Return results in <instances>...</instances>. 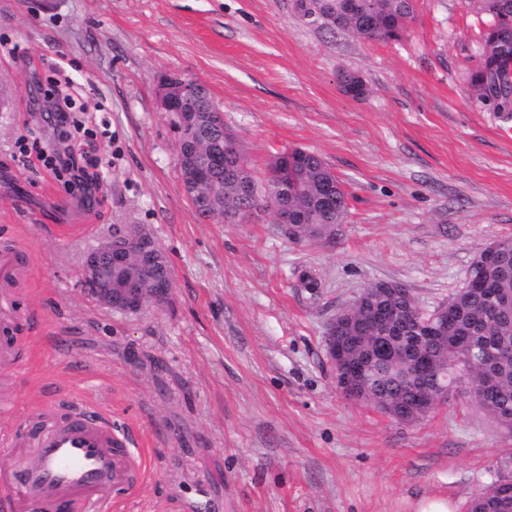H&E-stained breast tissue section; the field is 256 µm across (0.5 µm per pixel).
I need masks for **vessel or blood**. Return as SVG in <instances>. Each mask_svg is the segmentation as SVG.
Wrapping results in <instances>:
<instances>
[{
  "instance_id": "1",
  "label": "vessel or blood",
  "mask_w": 512,
  "mask_h": 512,
  "mask_svg": "<svg viewBox=\"0 0 512 512\" xmlns=\"http://www.w3.org/2000/svg\"><path fill=\"white\" fill-rule=\"evenodd\" d=\"M20 273L17 252L0 250V364L19 371L10 342L17 323L11 287ZM36 453L19 472L0 471V512H112L107 491L129 481L131 440L96 412L64 416L48 427H25Z\"/></svg>"
}]
</instances>
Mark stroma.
<instances>
[{
  "mask_svg": "<svg viewBox=\"0 0 512 512\" xmlns=\"http://www.w3.org/2000/svg\"><path fill=\"white\" fill-rule=\"evenodd\" d=\"M485 23L473 0H416L400 39L369 42L296 0H0V247L29 254L13 284L26 367L0 368V433L66 405L110 413L144 471L113 488L115 512H466L512 476V436L469 398L397 421L338 390L323 342L368 283L428 308L512 237V125L468 83ZM55 69L101 176L91 198L25 138L53 134L38 100ZM168 75L208 89L257 178L279 153L319 155L348 193L335 236L291 242L269 213L200 219L159 110ZM122 224L169 257L168 303L125 314L85 293V255Z\"/></svg>",
  "mask_w": 512,
  "mask_h": 512,
  "instance_id": "stroma-1",
  "label": "stroma"
}]
</instances>
